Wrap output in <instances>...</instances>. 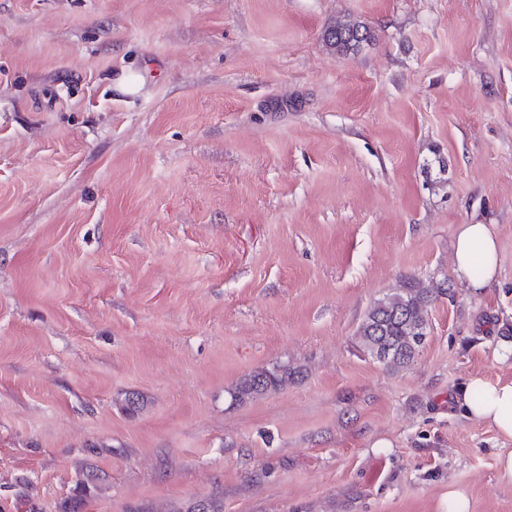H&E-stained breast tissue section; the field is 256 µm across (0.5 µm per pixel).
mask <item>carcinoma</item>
Listing matches in <instances>:
<instances>
[{
	"mask_svg": "<svg viewBox=\"0 0 512 512\" xmlns=\"http://www.w3.org/2000/svg\"><path fill=\"white\" fill-rule=\"evenodd\" d=\"M362 24L330 23L323 41L337 52L353 51L371 39ZM439 293L433 282L417 281L378 299L365 314L358 330L361 349L390 369L407 366L423 345L429 326L428 305ZM288 382V367L257 370L242 379L231 392L232 399L244 401L275 390Z\"/></svg>",
	"mask_w": 512,
	"mask_h": 512,
	"instance_id": "cac0c4a2",
	"label": "carcinoma"
}]
</instances>
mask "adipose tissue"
<instances>
[{"label":"adipose tissue","instance_id":"ef3b65f1","mask_svg":"<svg viewBox=\"0 0 512 512\" xmlns=\"http://www.w3.org/2000/svg\"><path fill=\"white\" fill-rule=\"evenodd\" d=\"M499 268V248L491 226L459 225L454 240V270L458 278L478 288L494 280ZM460 402L468 417L512 440V379L491 381L479 374L471 375Z\"/></svg>","mask_w":512,"mask_h":512}]
</instances>
